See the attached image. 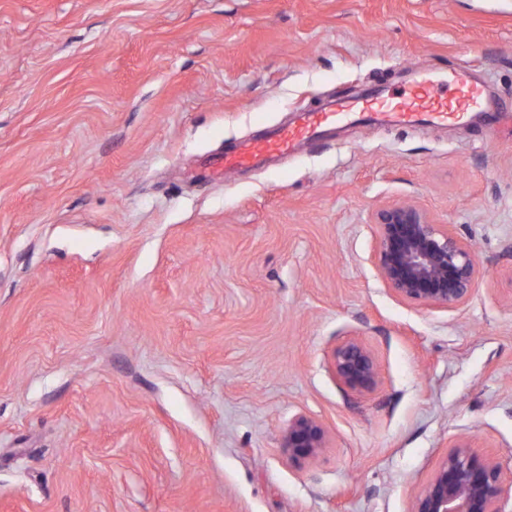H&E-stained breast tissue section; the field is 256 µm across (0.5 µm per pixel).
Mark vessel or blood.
Wrapping results in <instances>:
<instances>
[{"label":"vessel or blood","instance_id":"b4317fda","mask_svg":"<svg viewBox=\"0 0 512 512\" xmlns=\"http://www.w3.org/2000/svg\"><path fill=\"white\" fill-rule=\"evenodd\" d=\"M479 105L477 87L464 81L449 84L444 94L439 93L437 86L418 83L398 88L390 95L343 100L325 110L301 112L296 121L273 129L264 138L241 142L232 153L210 157L198 177L215 179L240 167L262 164L295 152L321 139L348 113L381 125L411 124L422 116L433 123L446 124Z\"/></svg>","mask_w":512,"mask_h":512}]
</instances>
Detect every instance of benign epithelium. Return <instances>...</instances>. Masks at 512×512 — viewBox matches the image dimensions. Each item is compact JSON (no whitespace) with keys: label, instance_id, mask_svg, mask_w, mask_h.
I'll use <instances>...</instances> for the list:
<instances>
[{"label":"benign epithelium","instance_id":"obj_1","mask_svg":"<svg viewBox=\"0 0 512 512\" xmlns=\"http://www.w3.org/2000/svg\"><path fill=\"white\" fill-rule=\"evenodd\" d=\"M374 224L378 274L397 298L456 308L473 294L479 269L472 252L425 210L393 204L376 213ZM331 369L353 392L372 391L380 381L375 356L357 340L333 349ZM325 445L323 425L305 414L290 419L282 433V451L293 463L314 458ZM504 484L497 462L477 456L460 441L421 489L413 512H506Z\"/></svg>","mask_w":512,"mask_h":512}]
</instances>
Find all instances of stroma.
I'll use <instances>...</instances> for the list:
<instances>
[{
    "mask_svg": "<svg viewBox=\"0 0 512 512\" xmlns=\"http://www.w3.org/2000/svg\"><path fill=\"white\" fill-rule=\"evenodd\" d=\"M460 71L506 119L346 117L191 176ZM400 201L472 248L458 308L378 278ZM347 340L374 391L331 372ZM300 413L328 443L298 466ZM462 440L512 471V0H0V512H412ZM447 94L442 87L421 83L403 85L392 95L336 101L325 110L301 111L298 119L273 129L262 139L241 142L230 154L210 157L197 177L215 179L234 173L247 165H258L295 152L300 147L321 139L346 113L381 125L411 124L426 116L432 123L448 124L465 112L480 106L478 88L467 81L448 82ZM331 369L340 385L353 392L372 391L380 381L375 356L357 340L345 341L333 349ZM326 431L323 425L305 414L295 415L282 433L281 448L289 462L308 461L326 448Z\"/></svg>",
    "mask_w": 512,
    "mask_h": 512,
    "instance_id": "1",
    "label": "stroma"
}]
</instances>
